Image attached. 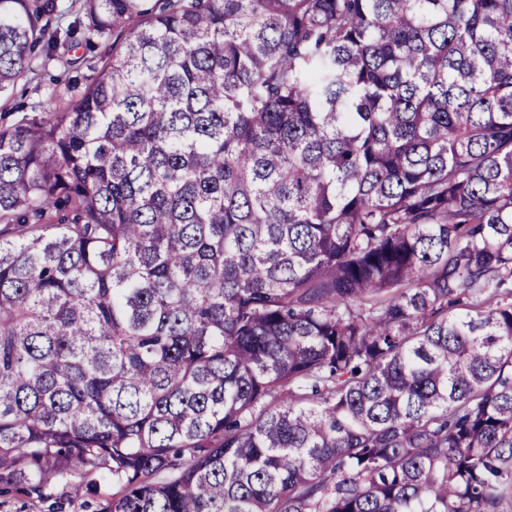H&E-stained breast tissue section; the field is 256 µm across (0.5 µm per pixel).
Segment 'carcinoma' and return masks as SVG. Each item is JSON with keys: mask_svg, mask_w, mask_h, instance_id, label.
I'll list each match as a JSON object with an SVG mask.
<instances>
[{"mask_svg": "<svg viewBox=\"0 0 512 512\" xmlns=\"http://www.w3.org/2000/svg\"><path fill=\"white\" fill-rule=\"evenodd\" d=\"M0 0V485L109 512H502L512 0ZM110 43L112 40L99 43L93 52L84 46H60L52 58L43 55L36 58L31 70L0 96V127L13 125L24 114L39 113L42 107H65L91 74L83 59L90 60L92 55L98 56ZM50 76L58 81L50 83ZM20 104L25 105L24 111L17 109ZM35 106L36 111H33ZM93 483L92 492L84 489L76 496L73 490L53 483L45 490L43 499L26 497L16 493L0 494V512H102L112 501L117 488L112 480L99 474L82 480L83 485Z\"/></svg>", "mask_w": 512, "mask_h": 512, "instance_id": "1", "label": "carcinoma"}]
</instances>
